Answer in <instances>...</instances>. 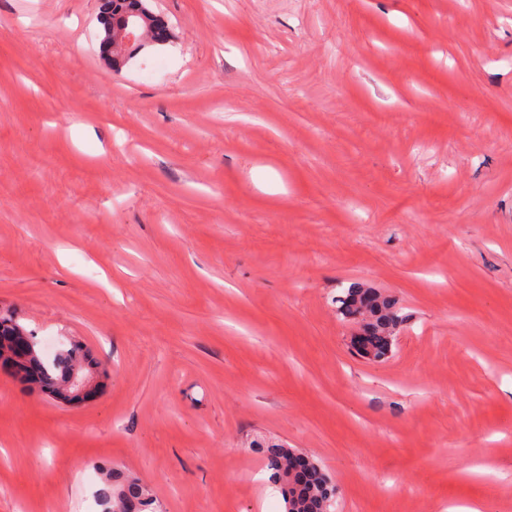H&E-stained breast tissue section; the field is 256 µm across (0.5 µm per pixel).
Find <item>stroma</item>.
<instances>
[{
    "instance_id": "35a3bbf8",
    "label": "stroma",
    "mask_w": 512,
    "mask_h": 512,
    "mask_svg": "<svg viewBox=\"0 0 512 512\" xmlns=\"http://www.w3.org/2000/svg\"><path fill=\"white\" fill-rule=\"evenodd\" d=\"M122 70L99 0H0V313L81 344L95 397L0 372V512H512V0H150ZM407 316L354 354L335 297ZM125 2H129V4L131 6H139V5H142L143 7H146L148 8L151 12H152V15H147V19H148V22L151 24L152 26V29L151 31L154 32V35H155V40H158L159 38H164V44H159V43H146L144 44L140 49L136 50L133 54H136L138 53L139 51L141 52V50L143 51L144 49H146L147 47H152V46H157V45H167L169 44L170 42H172V38L173 36L171 35V33L169 32V30L167 29V27L165 26V24L158 18L157 15L154 14V12L151 10L150 8V5L148 3L147 0H125ZM139 52V53H140ZM138 53V54H139ZM137 54V55H138ZM136 55V56H137ZM135 56V57H136ZM336 311L348 321L361 323L358 352L361 357L373 361L389 357L395 338L406 321L394 297L356 284L336 295ZM259 450L271 481L282 492L286 512H329L335 489L313 459L275 444ZM97 499L102 512H156L151 499L135 481L113 485L107 478L98 489Z\"/></svg>"
}]
</instances>
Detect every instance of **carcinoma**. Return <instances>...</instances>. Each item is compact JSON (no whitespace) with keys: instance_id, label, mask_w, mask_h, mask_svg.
<instances>
[{"instance_id":"cac0c4a2","label":"carcinoma","mask_w":512,"mask_h":512,"mask_svg":"<svg viewBox=\"0 0 512 512\" xmlns=\"http://www.w3.org/2000/svg\"><path fill=\"white\" fill-rule=\"evenodd\" d=\"M336 311L348 321L361 323L359 354L373 361L388 358L406 321L394 297L356 284L336 295ZM0 362L8 365L22 382L54 396L60 395L75 369L87 371L98 367L76 345L62 348L50 358L44 357L35 338L4 317H0ZM260 453L271 481L282 492L286 512H329L334 487L313 459L275 444L260 449ZM97 499L102 512H156L153 499L135 481L114 485L108 478L98 489Z\"/></svg>"}]
</instances>
